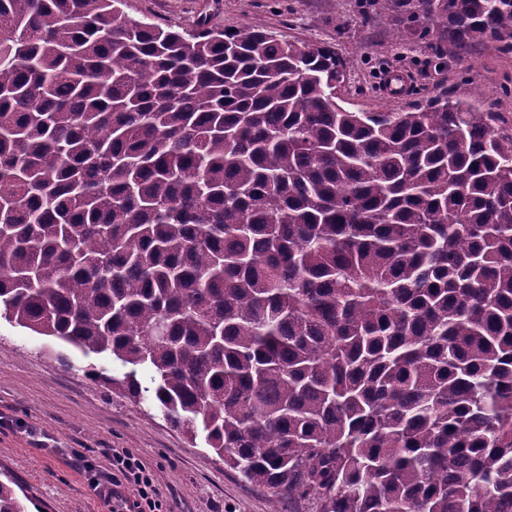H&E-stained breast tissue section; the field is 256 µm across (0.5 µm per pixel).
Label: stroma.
Returning a JSON list of instances; mask_svg holds the SVG:
<instances>
[{
    "label": "stroma",
    "mask_w": 512,
    "mask_h": 512,
    "mask_svg": "<svg viewBox=\"0 0 512 512\" xmlns=\"http://www.w3.org/2000/svg\"><path fill=\"white\" fill-rule=\"evenodd\" d=\"M129 17L176 31L198 17L231 29L258 26L283 40L330 43L349 66L340 91L353 110L391 112L441 92L491 105L512 136V53L476 44L447 53L423 14L378 0H121ZM403 78L382 91L386 72ZM89 358L0 315V475L21 488L25 512H109L80 470L92 458L110 480L112 451L124 449L155 473L164 512H316L314 504L269 494L191 444L155 407L138 405L88 377Z\"/></svg>",
    "instance_id": "stroma-1"
}]
</instances>
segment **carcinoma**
Returning <instances> with one entry per match:
<instances>
[{"instance_id": "carcinoma-1", "label": "carcinoma", "mask_w": 512, "mask_h": 512, "mask_svg": "<svg viewBox=\"0 0 512 512\" xmlns=\"http://www.w3.org/2000/svg\"><path fill=\"white\" fill-rule=\"evenodd\" d=\"M0 0V309L272 496L512 512V136L336 48ZM512 52V0H416ZM0 480V512H25Z\"/></svg>"}]
</instances>
